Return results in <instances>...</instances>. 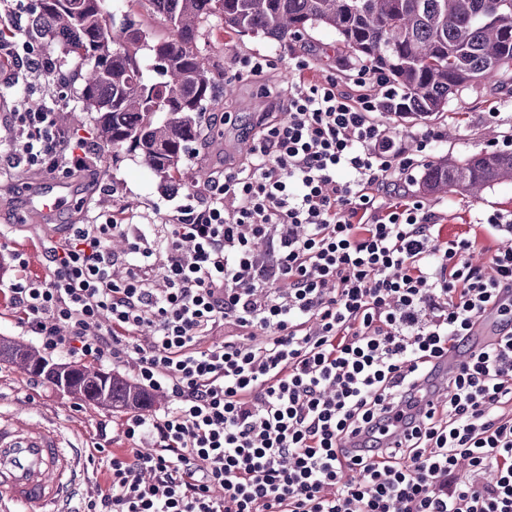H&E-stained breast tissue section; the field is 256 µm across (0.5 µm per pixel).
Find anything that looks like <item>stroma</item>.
Masks as SVG:
<instances>
[{"label": "stroma", "mask_w": 512, "mask_h": 512, "mask_svg": "<svg viewBox=\"0 0 512 512\" xmlns=\"http://www.w3.org/2000/svg\"><path fill=\"white\" fill-rule=\"evenodd\" d=\"M222 45L214 62L224 71V81L233 92L224 98V109L231 118L216 122L205 113L203 125L209 132L205 146L194 151L184 164L181 185L174 186L144 166L140 157L121 153L95 156L90 171L63 176L70 203L52 215L36 207L45 190L48 174L26 171L17 175L10 170L0 174V225H11L14 246L30 250L32 238L38 237V225H47L51 234H61L66 225L90 221L95 215L125 211L137 224L161 223L164 212L180 205L192 190V177L197 170L216 176L226 162L242 158L241 148L252 141V122L271 98L285 93L294 76L296 59H307V79L317 81L336 77L344 89L354 87L358 61L326 29H316L302 40L281 44L265 38L240 37L224 32L218 23H210L200 45ZM265 55L270 63L257 78L236 77L232 59L237 55ZM384 122L395 125L404 136L423 129L442 132L444 138L431 162L466 158L490 150L493 143L512 139V83L487 80L475 89L452 95L448 110L440 118H400L384 115ZM427 203L442 213L448 230L476 223L486 211H512V183L495 185L474 198L460 192L430 194ZM29 409L40 418L58 420L64 441L73 448H91L97 439L100 423L118 416V409L95 408L83 404L66 392L35 381L29 374L0 362V412Z\"/></svg>", "instance_id": "1"}]
</instances>
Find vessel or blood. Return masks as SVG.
I'll return each instance as SVG.
<instances>
[{"mask_svg": "<svg viewBox=\"0 0 512 512\" xmlns=\"http://www.w3.org/2000/svg\"><path fill=\"white\" fill-rule=\"evenodd\" d=\"M463 354L451 352L438 358L431 376L418 394L419 409L439 401L449 376L460 371ZM60 428L19 410L0 417V512L14 505L30 512H66L84 473V451L67 448Z\"/></svg>", "mask_w": 512, "mask_h": 512, "instance_id": "1", "label": "vessel or blood"}]
</instances>
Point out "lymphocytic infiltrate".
<instances>
[{
  "label": "lymphocytic infiltrate",
  "instance_id": "1",
  "mask_svg": "<svg viewBox=\"0 0 512 512\" xmlns=\"http://www.w3.org/2000/svg\"><path fill=\"white\" fill-rule=\"evenodd\" d=\"M0 12L13 29L0 85L65 88L21 14ZM307 67L295 62L285 113H263L247 158L162 229L122 211L71 225L35 274L0 227V307L19 328L167 399L113 418L95 445L107 485L83 512H512V247L470 260L480 235L512 236V213L444 236L409 195L439 133L408 151L381 119L402 93L369 64L357 95L301 78ZM94 153L53 106L0 113L1 167L70 175ZM490 313L501 339L414 416L434 360ZM391 417L406 429L393 448Z\"/></svg>",
  "mask_w": 512,
  "mask_h": 512
}]
</instances>
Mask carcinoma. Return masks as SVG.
<instances>
[{
    "instance_id": "cac0c4a2",
    "label": "carcinoma",
    "mask_w": 512,
    "mask_h": 512,
    "mask_svg": "<svg viewBox=\"0 0 512 512\" xmlns=\"http://www.w3.org/2000/svg\"><path fill=\"white\" fill-rule=\"evenodd\" d=\"M105 0H38L30 21L40 40L62 43L81 61L74 76L95 113L99 149L139 154L162 178L182 179V165L202 136V115L224 101V73L198 47L211 17L224 31L286 42L317 28L336 33L356 59L405 93L401 112H445L462 88L493 77L512 80V0H130L161 18L153 39L129 15L109 25ZM512 182V151H486L431 164L430 194L483 190ZM60 386L56 364L35 346L0 337V362ZM67 393L88 404L137 407L127 380L91 365L70 367Z\"/></svg>"
}]
</instances>
